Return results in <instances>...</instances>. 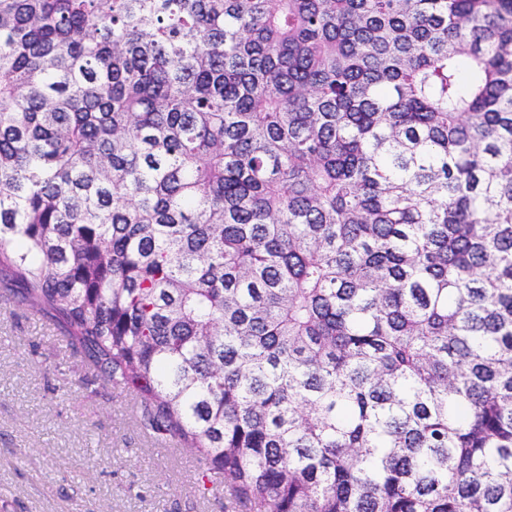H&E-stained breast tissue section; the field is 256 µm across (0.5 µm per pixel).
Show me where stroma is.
I'll list each match as a JSON object with an SVG mask.
<instances>
[{"mask_svg": "<svg viewBox=\"0 0 512 512\" xmlns=\"http://www.w3.org/2000/svg\"><path fill=\"white\" fill-rule=\"evenodd\" d=\"M186 448L154 445L50 315L0 300V512H225Z\"/></svg>", "mask_w": 512, "mask_h": 512, "instance_id": "1", "label": "stroma"}]
</instances>
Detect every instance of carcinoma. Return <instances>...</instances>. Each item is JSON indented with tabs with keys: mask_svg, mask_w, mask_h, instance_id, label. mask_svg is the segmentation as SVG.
<instances>
[{
	"mask_svg": "<svg viewBox=\"0 0 512 512\" xmlns=\"http://www.w3.org/2000/svg\"><path fill=\"white\" fill-rule=\"evenodd\" d=\"M0 282L238 512H512V0H0Z\"/></svg>",
	"mask_w": 512,
	"mask_h": 512,
	"instance_id": "carcinoma-1",
	"label": "carcinoma"
}]
</instances>
